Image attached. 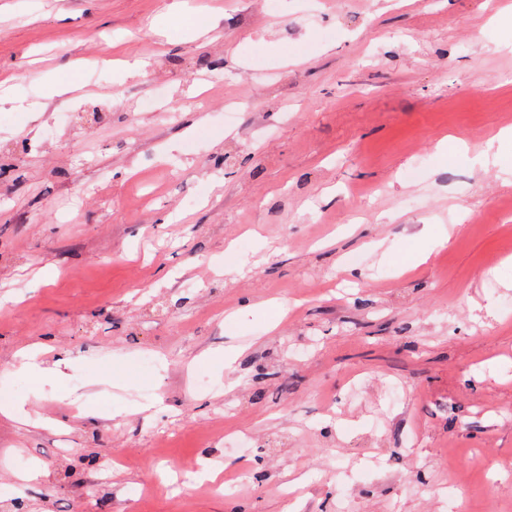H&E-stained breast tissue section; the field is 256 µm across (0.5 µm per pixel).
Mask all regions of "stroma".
I'll return each instance as SVG.
<instances>
[{
  "label": "stroma",
  "mask_w": 512,
  "mask_h": 512,
  "mask_svg": "<svg viewBox=\"0 0 512 512\" xmlns=\"http://www.w3.org/2000/svg\"><path fill=\"white\" fill-rule=\"evenodd\" d=\"M172 2L0 0V512H512V0Z\"/></svg>",
  "instance_id": "stroma-1"
}]
</instances>
